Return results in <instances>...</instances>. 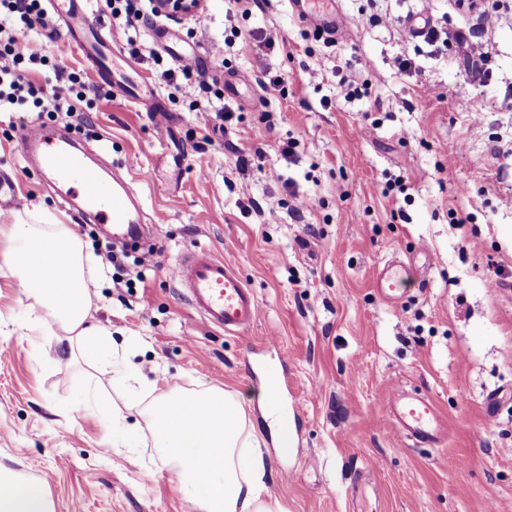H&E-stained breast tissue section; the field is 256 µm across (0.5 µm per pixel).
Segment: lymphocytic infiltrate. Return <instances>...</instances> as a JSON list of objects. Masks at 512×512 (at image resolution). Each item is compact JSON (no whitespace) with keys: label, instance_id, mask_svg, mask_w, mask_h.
Returning <instances> with one entry per match:
<instances>
[{"label":"lymphocytic infiltrate","instance_id":"f902f5d3","mask_svg":"<svg viewBox=\"0 0 512 512\" xmlns=\"http://www.w3.org/2000/svg\"><path fill=\"white\" fill-rule=\"evenodd\" d=\"M108 10L123 48L141 54L147 47L140 22L162 13L154 0H91ZM49 20L43 0H0V112L54 114L80 98L85 83L80 72L54 68L52 77L36 84L34 76L48 66L47 56L33 52L29 35H43Z\"/></svg>","mask_w":512,"mask_h":512}]
</instances>
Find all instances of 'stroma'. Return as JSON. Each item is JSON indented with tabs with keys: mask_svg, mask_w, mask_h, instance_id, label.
<instances>
[{
	"mask_svg": "<svg viewBox=\"0 0 512 512\" xmlns=\"http://www.w3.org/2000/svg\"><path fill=\"white\" fill-rule=\"evenodd\" d=\"M332 6L342 26L332 44L293 18L289 0L262 9L200 0L193 15L161 21L164 39L150 41L159 53H206L203 78H218L233 113L222 130L202 97L128 54L117 66L162 98L175 122L170 145L160 146L148 105L113 96L90 73L75 112L48 118L82 128L106 163L138 162L147 246L160 265L146 270L128 257L114 267L111 236L95 224L77 229L99 282L93 321L113 344L131 346L146 387L238 394L267 484L288 512L512 505V0H501L490 26L455 0ZM411 22L486 42L488 75L472 76L458 48L409 38ZM231 26L241 38L223 60L209 57L212 36ZM271 34L284 50H267ZM269 74L281 76L282 91L262 88ZM344 83L360 96L344 99ZM37 120L0 112V174L17 190L0 225L70 221L61 187L37 179L15 149L17 129ZM288 139L292 161L279 152ZM257 150L264 169L240 167V154ZM399 178L405 191L393 187ZM195 249L235 261L254 291L260 315L246 337L204 321L173 281ZM394 261L416 270L395 304L373 287ZM28 314L19 277L0 271V473L42 484L54 512H192L164 468L148 475L113 451L110 411L81 406L90 383L118 399L111 369L69 362L56 328L23 336ZM269 379L284 384L286 454L261 399ZM399 390L434 400L442 445H416L393 428L388 406Z\"/></svg>",
	"mask_w": 512,
	"mask_h": 512,
	"instance_id": "stroma-1",
	"label": "stroma"
}]
</instances>
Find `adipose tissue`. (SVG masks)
Listing matches in <instances>:
<instances>
[{
    "label": "adipose tissue",
    "mask_w": 512,
    "mask_h": 512,
    "mask_svg": "<svg viewBox=\"0 0 512 512\" xmlns=\"http://www.w3.org/2000/svg\"><path fill=\"white\" fill-rule=\"evenodd\" d=\"M10 246L0 251V267L19 274L31 309L24 327L40 335L50 324L68 339L71 350L97 362L114 358L112 333L89 320L92 306L90 257L66 225L13 224ZM64 254H57V245ZM117 380L127 408L112 417L116 447L143 469L159 464L176 479L194 512H288L266 483L259 440L239 397L221 388L172 387L146 395L126 373ZM150 448H143V440ZM0 512H53L37 484L0 473Z\"/></svg>",
    "instance_id": "1"
}]
</instances>
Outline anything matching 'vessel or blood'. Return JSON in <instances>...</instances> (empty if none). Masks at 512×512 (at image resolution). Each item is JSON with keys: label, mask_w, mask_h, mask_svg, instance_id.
<instances>
[{"label": "vessel or blood", "mask_w": 512, "mask_h": 512, "mask_svg": "<svg viewBox=\"0 0 512 512\" xmlns=\"http://www.w3.org/2000/svg\"><path fill=\"white\" fill-rule=\"evenodd\" d=\"M308 2L292 0L297 19L324 36L336 37L339 22L335 14H310ZM50 3L63 19L69 41L97 79L120 95L148 102L160 135L170 136L173 120L166 107L154 100L152 92L144 90L142 84L115 79L112 62L121 53L115 35L102 33L87 17L83 0H50ZM15 142L23 158H35V172L39 178L54 184L74 183L80 187L81 203L69 205L74 223L86 224L94 219L103 224H116L130 240H137L140 202L128 166L101 168L89 161L75 136L51 137L39 123L19 128ZM411 272V267L404 264L383 268L376 276L379 296L398 302L399 284ZM173 278L183 288L191 306L215 327L242 336L258 317V302L236 265L211 251L202 249L190 253L175 266ZM389 417L405 437L429 445L443 440L440 411L429 398L401 396L391 404Z\"/></svg>", "instance_id": "b4317fda"}]
</instances>
